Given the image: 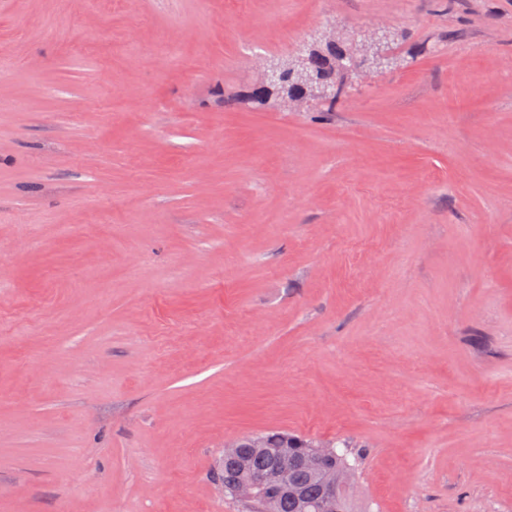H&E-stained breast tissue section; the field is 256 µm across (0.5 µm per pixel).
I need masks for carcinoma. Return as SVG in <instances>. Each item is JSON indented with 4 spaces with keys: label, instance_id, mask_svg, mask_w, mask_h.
<instances>
[{
    "label": "carcinoma",
    "instance_id": "obj_1",
    "mask_svg": "<svg viewBox=\"0 0 512 512\" xmlns=\"http://www.w3.org/2000/svg\"><path fill=\"white\" fill-rule=\"evenodd\" d=\"M265 446L260 452L253 448H229L224 451L223 465L219 480L224 493H230L231 487L248 476L270 470L281 453L295 459L314 456L320 452L319 442L311 439L289 435L279 431H267L258 434ZM322 477L327 482L336 483L335 512H360V507L351 492L346 476L356 473V465L350 463L347 454H334L321 459ZM292 481L298 492L290 496L281 484H265L257 497L248 502L249 512H320L316 504L322 499L319 478L304 466H297L292 471Z\"/></svg>",
    "mask_w": 512,
    "mask_h": 512
}]
</instances>
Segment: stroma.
Listing matches in <instances>:
<instances>
[{
    "label": "stroma",
    "mask_w": 512,
    "mask_h": 512,
    "mask_svg": "<svg viewBox=\"0 0 512 512\" xmlns=\"http://www.w3.org/2000/svg\"><path fill=\"white\" fill-rule=\"evenodd\" d=\"M330 20L399 66L234 102ZM270 430L512 512V0H0V512H247Z\"/></svg>",
    "instance_id": "stroma-1"
}]
</instances>
